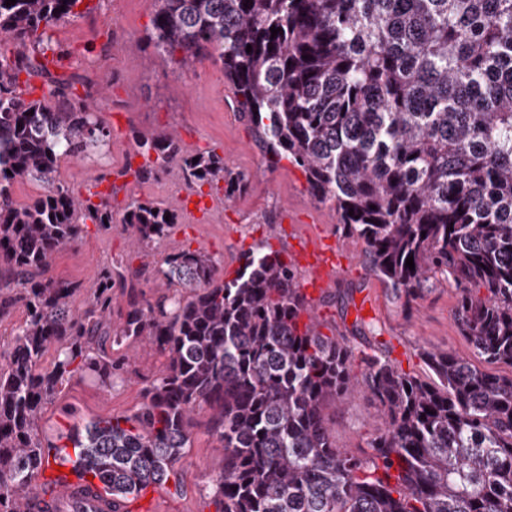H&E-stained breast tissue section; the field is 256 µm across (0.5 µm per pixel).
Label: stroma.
<instances>
[{
  "mask_svg": "<svg viewBox=\"0 0 512 512\" xmlns=\"http://www.w3.org/2000/svg\"><path fill=\"white\" fill-rule=\"evenodd\" d=\"M88 12L60 25L56 44L78 57L74 72L83 77L78 96L102 109L112 133L100 154L84 160L61 158L57 180L79 198L92 192L109 194L111 227L88 224L82 237L57 252L50 274L79 285L72 308L88 307L85 290L119 262L141 269L147 298L164 294L160 273L167 255L182 249H203L233 278L243 252L268 245L295 261L301 288L315 303L320 331L343 337L354 352L388 356L400 370L421 378L430 372L419 356L440 349L468 358L472 348L456 314L458 291L444 276L411 306H404L363 265L365 245L347 235L332 203L318 202L304 172L288 159L268 153L248 118L238 111L231 87L219 64L201 55L191 67L160 58L149 39L155 0H85ZM176 135L190 151L216 150L227 165L226 179H240L243 189L232 195L212 192L219 209L191 220L195 187L179 161L138 181L128 170L143 159L135 153V137ZM173 210L177 227L165 238L143 247L131 228L121 224L130 200ZM319 243L339 253L340 266L323 287H312L313 273L299 256ZM125 371L105 387L89 374L65 382L58 399L47 404L40 421L43 437L56 442L59 432L83 426L94 418L135 412L143 388L158 378L166 359L147 342L114 348ZM212 411L194 409L191 446L177 466L178 482L160 489L152 506L132 504L129 512H215L214 467L219 450L208 431ZM327 426L337 447L355 449L384 427L362 385L326 410Z\"/></svg>",
  "mask_w": 512,
  "mask_h": 512,
  "instance_id": "1",
  "label": "stroma"
}]
</instances>
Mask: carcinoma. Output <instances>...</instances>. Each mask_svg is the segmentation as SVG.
Instances as JSON below:
<instances>
[{
    "instance_id": "carcinoma-1",
    "label": "carcinoma",
    "mask_w": 512,
    "mask_h": 512,
    "mask_svg": "<svg viewBox=\"0 0 512 512\" xmlns=\"http://www.w3.org/2000/svg\"><path fill=\"white\" fill-rule=\"evenodd\" d=\"M82 2L0 0V34L17 47L0 51V312L25 308L0 350V512L47 492L33 479L52 462L97 478L118 512L174 476L201 403L222 450L216 512H512V375L478 367L512 368V0H157L151 18L158 55L188 65L212 49L261 140L336 205L370 272L404 305L438 273L458 288L474 360L426 349L424 380L361 357L386 423L366 454L336 447L325 414L357 382L353 353L318 330L280 253H243L230 280L200 248L170 254L161 274L178 293L154 301L142 297L141 270L114 267L87 290L83 314L72 309L79 287L48 275L84 232L79 219L112 223L107 202L86 206L55 177L59 153L83 157L109 136L98 109L71 103L75 74L46 63L49 52L65 58L53 30ZM22 73L47 79L56 110L18 92ZM136 146L139 178L178 159L200 197L224 180V157L172 134ZM18 179L45 193L18 206ZM123 223L147 246L178 215L132 200ZM114 288L128 295L115 325ZM140 338L168 360L142 406L46 452L41 415L63 382L88 370L111 385L124 366L111 349Z\"/></svg>"
}]
</instances>
